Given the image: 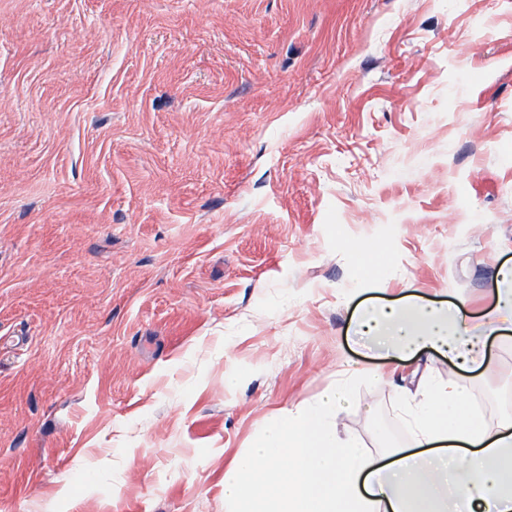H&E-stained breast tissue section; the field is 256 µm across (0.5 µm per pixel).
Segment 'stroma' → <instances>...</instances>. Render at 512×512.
Masks as SVG:
<instances>
[{"label":"stroma","mask_w":512,"mask_h":512,"mask_svg":"<svg viewBox=\"0 0 512 512\" xmlns=\"http://www.w3.org/2000/svg\"><path fill=\"white\" fill-rule=\"evenodd\" d=\"M512 266V0H0V512H226L339 380L388 462L413 365L363 305L480 319ZM489 372L436 384L508 416Z\"/></svg>","instance_id":"1"}]
</instances>
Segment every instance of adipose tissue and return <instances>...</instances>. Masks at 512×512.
<instances>
[{
  "mask_svg": "<svg viewBox=\"0 0 512 512\" xmlns=\"http://www.w3.org/2000/svg\"><path fill=\"white\" fill-rule=\"evenodd\" d=\"M489 317L469 324L459 308L416 295L367 308L354 333L384 358L421 354L470 371L486 364V340L512 321V267L501 266ZM411 418L416 449L381 464L342 439L329 419L348 388L267 427L224 478L229 512H512V418L488 426L458 387L421 377ZM449 486L442 496L440 486Z\"/></svg>",
  "mask_w": 512,
  "mask_h": 512,
  "instance_id": "obj_1",
  "label": "adipose tissue"
}]
</instances>
